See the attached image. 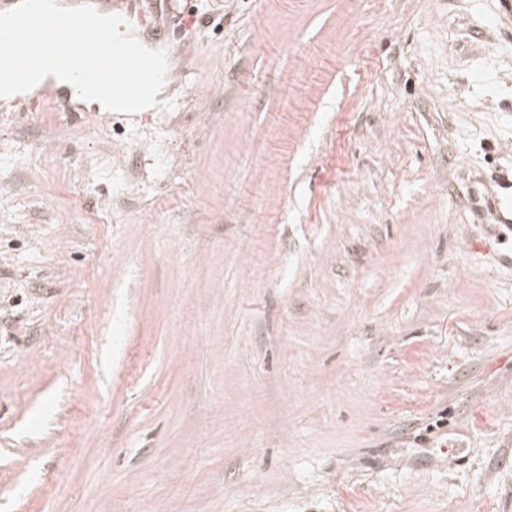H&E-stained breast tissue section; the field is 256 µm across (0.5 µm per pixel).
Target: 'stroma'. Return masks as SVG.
Masks as SVG:
<instances>
[{
  "label": "stroma",
  "instance_id": "35a3bbf8",
  "mask_svg": "<svg viewBox=\"0 0 512 512\" xmlns=\"http://www.w3.org/2000/svg\"><path fill=\"white\" fill-rule=\"evenodd\" d=\"M193 8L0 111V512H512L502 0ZM49 101L54 103L60 110L66 112H84L80 104V97L73 85L67 94H58L49 83L41 85L30 102V109L36 111L42 108L45 102ZM496 190L491 196L490 206L494 210L497 224L512 228V170H501L495 177Z\"/></svg>",
  "mask_w": 512,
  "mask_h": 512
}]
</instances>
